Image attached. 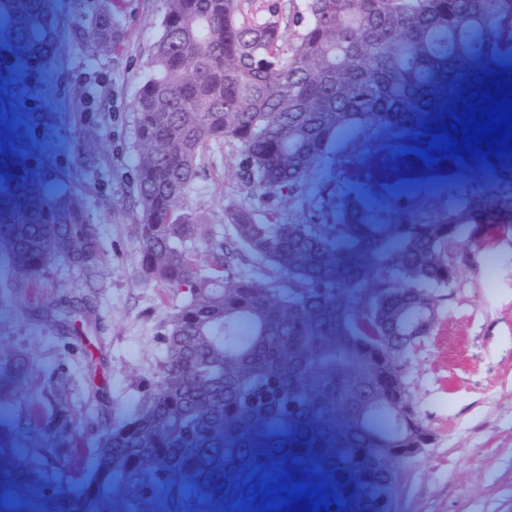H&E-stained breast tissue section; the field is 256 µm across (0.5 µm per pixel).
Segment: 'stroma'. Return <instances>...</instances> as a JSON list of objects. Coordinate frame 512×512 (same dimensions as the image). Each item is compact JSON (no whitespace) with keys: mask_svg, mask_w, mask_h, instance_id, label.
Instances as JSON below:
<instances>
[{"mask_svg":"<svg viewBox=\"0 0 512 512\" xmlns=\"http://www.w3.org/2000/svg\"><path fill=\"white\" fill-rule=\"evenodd\" d=\"M277 4L285 45L295 48L302 30L303 0H249L250 12L266 14ZM62 29L41 74L27 82L0 75V145H9L18 123L33 131L43 161L85 202L100 230V261L85 271L59 258L21 287L0 263V361L25 356L27 379L20 400L41 395L50 375H68L69 402L87 443L101 427L124 414L136 398L137 377L154 370L158 332L179 304L177 294L147 282L138 265V163L132 104L148 73L161 34L163 0H108L118 28L112 51H90L79 39L90 19L75 0H56ZM374 135L367 162L343 170L312 172L313 188L334 189L346 177L379 194L409 179L388 169ZM413 192L420 205H442L447 194L462 198L495 194L492 171L476 164H449L443 173H422ZM250 203L257 217L278 207L283 220H303L308 196L274 202L249 195L230 147L216 146L195 182L188 204L218 234L231 238L230 209ZM478 271L451 290L436 327L413 355L407 383L435 433L430 448L397 464V512H512V232H493L481 244L464 241ZM495 276H487L488 258ZM90 305L83 333L68 338L28 310L29 296L53 305L74 294ZM12 411L0 412V505L29 502L42 512H78L64 487L41 490L16 459L22 446L11 431Z\"/></svg>","mask_w":512,"mask_h":512,"instance_id":"35a3bbf8","label":"stroma"}]
</instances>
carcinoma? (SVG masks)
<instances>
[{
  "instance_id": "cac0c4a2",
  "label": "carcinoma",
  "mask_w": 512,
  "mask_h": 512,
  "mask_svg": "<svg viewBox=\"0 0 512 512\" xmlns=\"http://www.w3.org/2000/svg\"><path fill=\"white\" fill-rule=\"evenodd\" d=\"M298 46L282 47L276 12L245 0H164L162 33L133 103L139 163V265L180 304L160 332L162 359L138 377L133 408L84 447L50 379L21 402L19 464L47 487L70 484L98 512H246L266 477L312 480L330 512H395L394 464L434 432L406 383L448 290L472 271L463 238L482 236L475 201L411 224L375 203L363 223L331 222L335 191L318 190L302 222L242 204L231 242L188 207L208 151L227 144L258 195H302L320 166L364 158L372 135L404 131L427 148L442 108L512 77V0H304ZM60 34L54 0H0V66L18 79ZM112 48V14L82 36ZM92 269L99 231L81 198L29 157L0 159V258L35 277L56 256ZM51 317L86 321L81 296ZM27 360L0 365L11 402ZM257 489L251 494L249 490Z\"/></svg>"
}]
</instances>
